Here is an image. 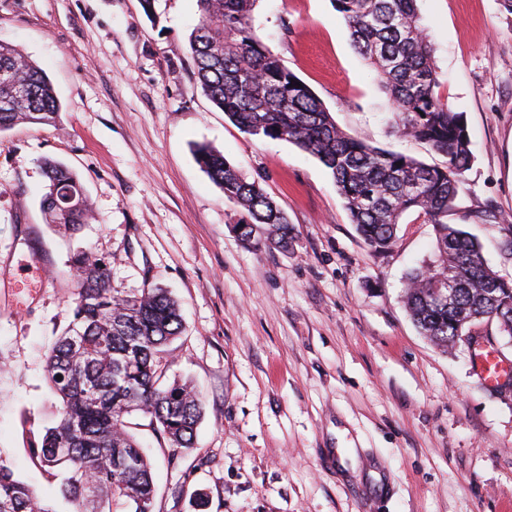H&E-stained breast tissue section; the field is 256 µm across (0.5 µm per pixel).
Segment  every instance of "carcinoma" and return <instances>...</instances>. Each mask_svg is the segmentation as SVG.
I'll return each mask as SVG.
<instances>
[{
	"label": "carcinoma",
	"mask_w": 512,
	"mask_h": 512,
	"mask_svg": "<svg viewBox=\"0 0 512 512\" xmlns=\"http://www.w3.org/2000/svg\"><path fill=\"white\" fill-rule=\"evenodd\" d=\"M257 0H198L200 18L190 45L197 78L212 102L245 134L287 140L314 155L335 179L351 223L374 253L390 250L403 217L416 211L433 225L435 245L426 266L408 275L405 305L420 333L442 347L493 312L512 336V282L487 265L481 247L448 223L473 160L464 114L436 92L433 47L420 22L417 0H333L350 29L352 46L375 70L393 105L402 134L447 157L430 166L372 147L340 129L306 84L255 35ZM60 105L47 75L15 46L0 43V132L18 120L50 125ZM196 160L224 195L241 208L242 240L282 249L292 241L287 217L260 186L224 155L201 144ZM48 184L41 198L47 223L80 229L88 204L77 178L45 161ZM78 269L73 319L45 359L58 420L30 433L28 455L57 481L76 512H152V465L125 416L139 411L169 445L174 464L193 448L203 414L192 387L166 377L165 357L183 331L180 305L163 288L140 296L112 294L106 264L71 257ZM442 275L456 285L453 303L436 296L429 281ZM496 288V310L479 289ZM62 379H56V376ZM0 512H52L0 458Z\"/></svg>",
	"instance_id": "1"
}]
</instances>
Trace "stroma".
Here are the masks:
<instances>
[{
    "label": "stroma",
    "mask_w": 512,
    "mask_h": 512,
    "mask_svg": "<svg viewBox=\"0 0 512 512\" xmlns=\"http://www.w3.org/2000/svg\"><path fill=\"white\" fill-rule=\"evenodd\" d=\"M418 7L438 92L472 140L448 221L510 281L512 15L498 0ZM253 16L347 134L445 164L400 134L332 0H257ZM197 22V0H0V41L30 56L60 102L54 124L0 133V456L53 512H72L26 448L56 420L44 356L72 318L81 249L106 262L116 296L160 285L181 304L168 373L192 382L204 414L175 467L148 417H129L154 464L153 512H512V388L487 387L473 359L480 346L512 364V338L482 322L442 348L418 332L404 280L430 256L432 225L408 214L393 249L373 253L316 157L243 133L206 96L189 46ZM198 143L279 205L288 249L240 239ZM47 159L86 195L78 233L44 219Z\"/></svg>",
    "instance_id": "35a3bbf8"
}]
</instances>
